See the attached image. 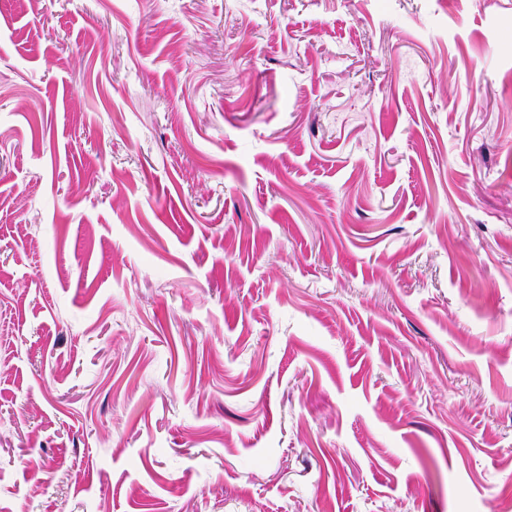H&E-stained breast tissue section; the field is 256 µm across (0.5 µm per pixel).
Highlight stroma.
<instances>
[{
  "instance_id": "stroma-1",
  "label": "stroma",
  "mask_w": 512,
  "mask_h": 512,
  "mask_svg": "<svg viewBox=\"0 0 512 512\" xmlns=\"http://www.w3.org/2000/svg\"><path fill=\"white\" fill-rule=\"evenodd\" d=\"M0 512H512V0H0Z\"/></svg>"
}]
</instances>
